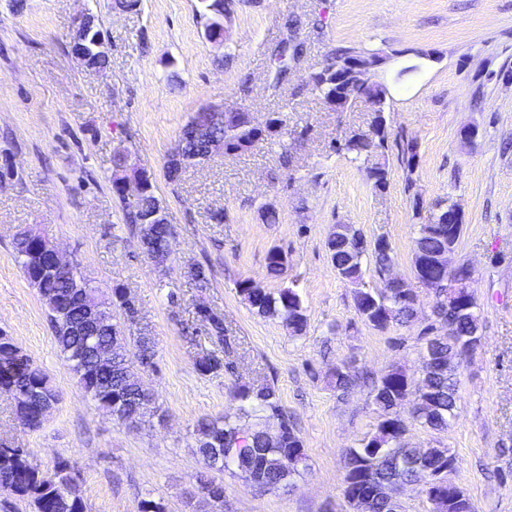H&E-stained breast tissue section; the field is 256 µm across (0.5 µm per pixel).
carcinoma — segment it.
Wrapping results in <instances>:
<instances>
[{"label": "carcinoma", "instance_id": "obj_1", "mask_svg": "<svg viewBox=\"0 0 512 512\" xmlns=\"http://www.w3.org/2000/svg\"><path fill=\"white\" fill-rule=\"evenodd\" d=\"M206 18L204 36L210 37L214 29L224 25V18L232 12L233 0H200ZM286 48L280 43L274 50L276 67L270 86L279 88L292 70V58L285 55ZM355 51L347 48L334 50L325 68H315L308 74L306 86L319 94L336 112H343L349 101L366 98L375 106V117L366 130L351 131L336 143V152L363 167L367 180L377 192L388 185L389 168L386 157L396 151L397 159L407 170L405 190L412 192V174L417 162V146L414 142L392 132L385 116L389 90L385 83L371 76L361 83L350 85L347 94H340L336 85L335 68L347 63ZM190 117L182 127L180 136L187 139V153L191 160L172 170H165L171 188L180 185L182 175L191 166L202 163L200 157L208 154L214 140L224 142V154L234 155L247 151L264 141L279 144L283 158H288V142L284 140L286 123L279 116L269 117L259 124L253 113L239 108L218 118L207 130L197 134ZM138 173L129 156L121 149L112 156V191L123 204L125 223L131 225L143 240V253L157 264L167 262L172 254L173 229L166 216L164 202L156 194V186L149 188L134 202L121 193L120 183ZM455 203L441 202L436 212L418 225L414 240L413 273L417 279L432 285L434 322L426 328L431 333L440 326L446 334L424 344L422 379L417 390H411L405 372L392 367L372 382L373 403L379 411L375 432L362 439L360 446L346 453V470L343 492L354 494L368 490L374 492L371 512H395L389 494L401 484L426 483L440 475L448 479V463H457L456 455L448 448H405L404 435L408 424H415L430 431L448 428V421L458 413L459 368L448 365L453 360H465L464 344L479 338L480 316H457L448 308V272L432 263L433 256L450 247L457 248L463 225L454 219ZM158 213L154 224L143 219ZM15 259L25 278L29 279L39 266L42 243L25 244L15 240ZM326 248L337 275L351 284L362 281L365 263L373 264L378 274L394 263V251L385 238L370 242L353 224H336L326 241ZM286 256L279 249H272L266 257V276L278 279L284 273ZM187 279L197 292L203 293L211 285V269L195 261L187 265ZM74 274L84 281L81 300L96 310L104 320V326L94 336H78L75 315L59 298L68 292V283L47 276L38 283L37 292L47 307V320L54 334L58 350L65 365L75 376L77 383L97 404L112 415V419L126 426H139L164 415L153 406V396L136 376L129 360L128 347L144 366H155L156 343L152 336L144 335L137 323L128 318L132 302L122 285L111 290V296L102 298L81 272L80 263H74ZM237 293L252 312L262 317L281 318L291 333L301 335L306 329L307 318L302 300L296 289L284 287L272 293L254 284L250 278L236 282ZM354 308L362 321L376 330L391 326H407L421 311L418 296L413 289L404 291L387 288H357L353 293ZM122 311L124 323L113 322V309ZM196 320L219 351H210L197 357L195 365L202 375L219 374L229 367L225 357L234 351L231 337L226 335L224 317L215 312L201 298L194 304ZM109 351L112 370L99 368L94 354ZM8 376L0 386L8 392L14 404L17 423L30 430L40 427V409L44 402L58 401L52 379L13 339L0 334V368ZM358 376L351 373L346 364L336 366L334 385L340 395H347ZM238 402L234 416L202 418L194 426L195 448L202 454H212L231 459L232 468L251 486L274 492L290 485L294 477L306 469L307 454L302 441L295 433L287 413L282 408L277 391L271 384L260 386L241 385L231 392ZM199 484L210 488L190 503V512H224V485L212 488L214 481L199 478ZM29 501L35 512H85L86 506L70 461L62 458L54 469L46 473L40 469L27 450H22L8 460H0V492ZM431 512H475L472 500L459 485L443 489L432 504Z\"/></svg>", "mask_w": 512, "mask_h": 512}]
</instances>
